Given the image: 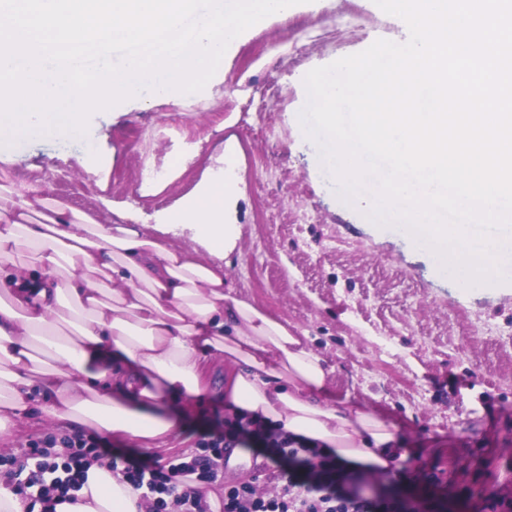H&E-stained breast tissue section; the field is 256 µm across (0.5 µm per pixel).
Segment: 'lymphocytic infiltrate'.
I'll return each instance as SVG.
<instances>
[{"label": "lymphocytic infiltrate", "instance_id": "1", "mask_svg": "<svg viewBox=\"0 0 512 512\" xmlns=\"http://www.w3.org/2000/svg\"><path fill=\"white\" fill-rule=\"evenodd\" d=\"M200 455L181 462L160 463L151 456L116 447L99 435L78 433L62 438L69 448L66 460L41 451L34 470L14 469L9 479L15 489H36L42 512L75 502V493L91 464L108 460L112 472L135 488L154 494L158 512H210L199 482H216L224 467V451L240 448L262 457L279 491L271 497L245 482L224 490V512H450L452 497L436 478L418 481L404 472L387 476L377 493L358 491L357 473L336 459L333 449L297 437L280 425L246 416L211 420L193 429Z\"/></svg>", "mask_w": 512, "mask_h": 512}]
</instances>
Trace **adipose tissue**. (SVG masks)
<instances>
[{
	"mask_svg": "<svg viewBox=\"0 0 512 512\" xmlns=\"http://www.w3.org/2000/svg\"><path fill=\"white\" fill-rule=\"evenodd\" d=\"M239 147L228 175L199 183L166 223L191 232L179 248L133 224L49 204L0 186V432L41 409L73 428L135 439L179 426L168 399L208 390L206 355H224V397L254 419L333 448L374 473L398 459L383 421L328 401L331 370L295 326L239 297L225 278L239 238ZM78 503L57 512H145L142 490L93 464Z\"/></svg>",
	"mask_w": 512,
	"mask_h": 512,
	"instance_id": "obj_1",
	"label": "adipose tissue"
}]
</instances>
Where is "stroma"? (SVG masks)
<instances>
[{"instance_id":"obj_1","label":"stroma","mask_w":512,"mask_h":512,"mask_svg":"<svg viewBox=\"0 0 512 512\" xmlns=\"http://www.w3.org/2000/svg\"><path fill=\"white\" fill-rule=\"evenodd\" d=\"M408 37L374 0H302L240 34L183 102L148 90L118 112H93L84 134L8 143L0 184L41 189L103 224L152 228L236 139L244 185L228 281L296 325L334 368L331 397L391 425L411 475L436 473L471 512L489 492L512 497V265L499 287L461 290L403 228L366 218L367 195L339 197L299 120L310 70ZM88 150L97 165L79 166ZM207 382L197 404H170L173 434L147 444L115 434L113 444L163 463L196 454L187 428L223 412L222 361L208 359ZM73 433L37 409L0 435V455L26 460L33 444Z\"/></svg>"}]
</instances>
